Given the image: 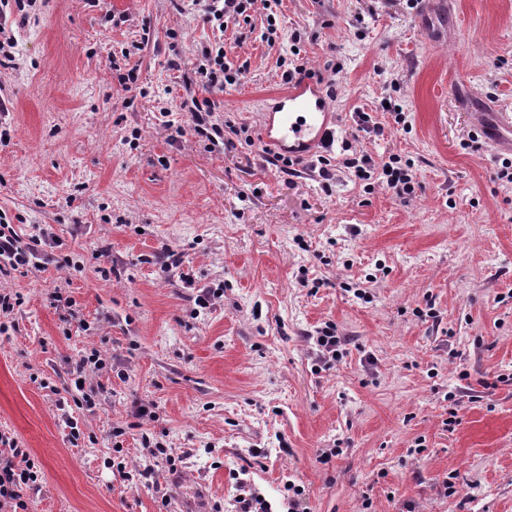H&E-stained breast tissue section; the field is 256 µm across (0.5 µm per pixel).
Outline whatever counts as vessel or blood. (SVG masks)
Wrapping results in <instances>:
<instances>
[{
	"mask_svg": "<svg viewBox=\"0 0 512 512\" xmlns=\"http://www.w3.org/2000/svg\"><path fill=\"white\" fill-rule=\"evenodd\" d=\"M276 127H265L264 141L278 151L311 152L333 143L335 130L329 100L313 82H304L275 96Z\"/></svg>",
	"mask_w": 512,
	"mask_h": 512,
	"instance_id": "vessel-or-blood-1",
	"label": "vessel or blood"
}]
</instances>
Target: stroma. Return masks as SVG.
<instances>
[{
	"instance_id": "stroma-1",
	"label": "stroma",
	"mask_w": 512,
	"mask_h": 512,
	"mask_svg": "<svg viewBox=\"0 0 512 512\" xmlns=\"http://www.w3.org/2000/svg\"><path fill=\"white\" fill-rule=\"evenodd\" d=\"M276 12L271 45L264 11L221 32L169 0H38L14 31L0 217L52 236L39 269L0 275L22 298L0 333V432L37 468L29 512H232L241 478L275 512L289 481L305 512H512V184L498 177L512 139L482 133L512 113V0ZM295 34L334 91L324 156L347 142L412 160L413 196L267 161ZM218 40L247 72L211 95L184 78ZM124 50L129 89L112 73ZM194 97L253 144L173 137ZM205 288L224 291L206 310ZM328 323L347 339L329 368L311 339ZM93 349L106 366L76 391L69 371ZM147 438L168 458L147 460Z\"/></svg>"
}]
</instances>
